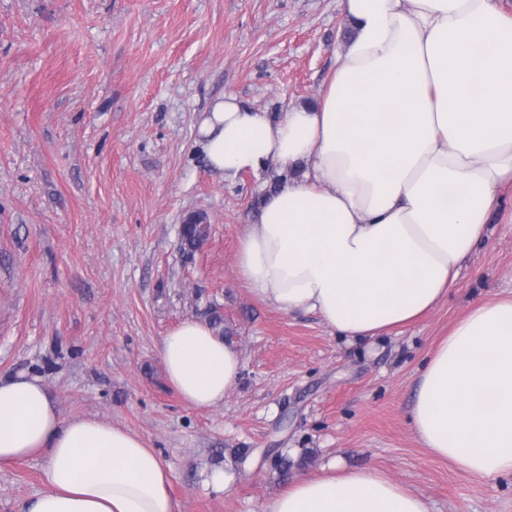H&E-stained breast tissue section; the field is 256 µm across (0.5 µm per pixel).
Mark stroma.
I'll return each instance as SVG.
<instances>
[{
  "instance_id": "1",
  "label": "stroma",
  "mask_w": 512,
  "mask_h": 512,
  "mask_svg": "<svg viewBox=\"0 0 512 512\" xmlns=\"http://www.w3.org/2000/svg\"><path fill=\"white\" fill-rule=\"evenodd\" d=\"M345 33L342 0H0V377L40 376L64 416L140 436L180 512H264L335 459L382 471L429 512H512V474L459 472L409 417L438 341L475 304L512 298L511 184L448 296L374 341L346 344L236 276L279 171L212 170L200 117L224 95L275 114L316 99ZM193 212L210 229L189 254ZM214 311L242 370L223 405L199 409L159 347ZM43 489L39 460L1 469L0 512Z\"/></svg>"
}]
</instances>
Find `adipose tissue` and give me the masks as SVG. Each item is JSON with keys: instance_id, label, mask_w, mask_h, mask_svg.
<instances>
[{"instance_id": "ef3b65f1", "label": "adipose tissue", "mask_w": 512, "mask_h": 512, "mask_svg": "<svg viewBox=\"0 0 512 512\" xmlns=\"http://www.w3.org/2000/svg\"><path fill=\"white\" fill-rule=\"evenodd\" d=\"M351 35L314 105L272 117L232 96L199 123L208 163L298 177L267 190L236 274L283 313L319 315L347 343L432 310L512 183V16L494 0H342ZM196 408L223 404L239 351L186 319L159 349ZM411 422L466 474H512V299L481 303L431 353ZM38 458L44 491L16 512H179L160 454L125 427L64 417L41 378H0V469ZM265 512H428L373 469L329 464Z\"/></svg>"}]
</instances>
